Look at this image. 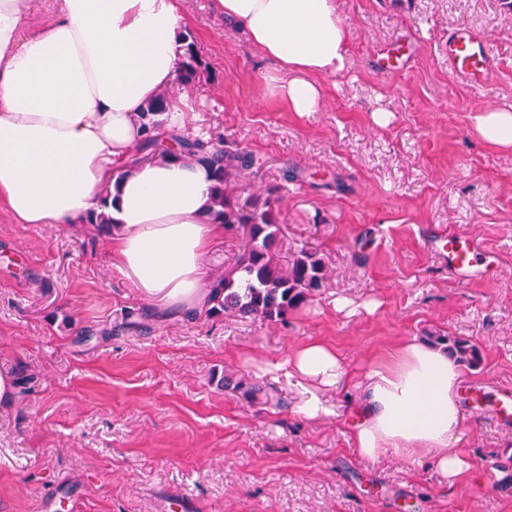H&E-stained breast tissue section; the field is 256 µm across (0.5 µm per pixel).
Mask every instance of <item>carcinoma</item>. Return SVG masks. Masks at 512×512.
<instances>
[{
	"label": "carcinoma",
	"instance_id": "obj_1",
	"mask_svg": "<svg viewBox=\"0 0 512 512\" xmlns=\"http://www.w3.org/2000/svg\"><path fill=\"white\" fill-rule=\"evenodd\" d=\"M182 41L179 83L189 85L206 70V64L190 33L183 34ZM169 101V93L164 90L143 108L139 150L148 160L204 164L212 182L208 216L240 242L234 265L217 281L208 315L258 318L271 323L285 320L288 312L307 304L324 287L327 271L322 258L302 249L290 264L280 263L276 247L281 184H269L242 196L240 182L256 164L255 159L242 149L190 139L166 129L160 116L168 111ZM114 201L111 188H106L100 195L99 210L88 216V223L99 225L103 233L111 232L116 224L110 213ZM428 341L462 364L477 367L481 363L478 347L468 338L438 334L429 336Z\"/></svg>",
	"mask_w": 512,
	"mask_h": 512
}]
</instances>
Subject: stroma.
Masks as SVG:
<instances>
[{
  "label": "stroma",
  "instance_id": "1",
  "mask_svg": "<svg viewBox=\"0 0 512 512\" xmlns=\"http://www.w3.org/2000/svg\"><path fill=\"white\" fill-rule=\"evenodd\" d=\"M207 69L176 89L179 133L241 146L261 161L250 191L282 180L278 252L318 253L327 283L286 321L189 320L143 297L96 225L17 224L0 212V512L80 492L84 512H512V428L493 425L469 386L512 387V148L474 130L476 109L512 110V0H336L350 31L345 69L319 77V111L288 110L273 61L214 11L180 0ZM483 34L489 82L443 60L448 34ZM456 228L493 251V274L464 282L425 241ZM352 303L340 311L337 301ZM470 338L464 422L453 447L496 482L449 484L435 466L371 461L351 417L308 419L284 373L323 341L362 372L403 342ZM269 387L264 404L234 389Z\"/></svg>",
  "mask_w": 512,
  "mask_h": 512
}]
</instances>
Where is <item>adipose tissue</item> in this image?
I'll use <instances>...</instances> for the list:
<instances>
[{
	"label": "adipose tissue",
	"mask_w": 512,
	"mask_h": 512,
	"mask_svg": "<svg viewBox=\"0 0 512 512\" xmlns=\"http://www.w3.org/2000/svg\"><path fill=\"white\" fill-rule=\"evenodd\" d=\"M0 0V208L18 224H75L117 184L112 260L148 299L204 310L213 291L201 262L223 225L205 209L203 164L150 160L123 180L114 167L142 138L141 110L175 83L182 53L179 0ZM226 22L277 65V95L317 111V79L344 70L349 30L336 0H214ZM274 370L293 378L299 412L329 413V393L357 389L351 431L358 454L434 459L449 481L479 474L450 444L463 421L458 363L407 341L355 378L335 348L310 341Z\"/></svg>",
	"instance_id": "ef3b65f1"
}]
</instances>
